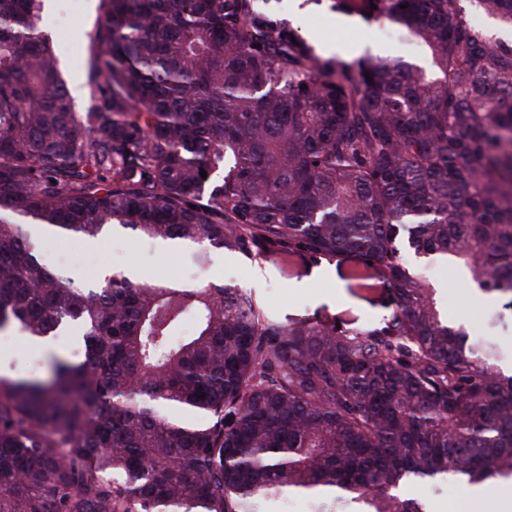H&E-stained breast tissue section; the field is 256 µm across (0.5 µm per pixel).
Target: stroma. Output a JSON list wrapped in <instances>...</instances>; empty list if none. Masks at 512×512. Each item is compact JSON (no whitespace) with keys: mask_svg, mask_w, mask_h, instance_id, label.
<instances>
[{"mask_svg":"<svg viewBox=\"0 0 512 512\" xmlns=\"http://www.w3.org/2000/svg\"><path fill=\"white\" fill-rule=\"evenodd\" d=\"M341 0H254V8L267 23L286 37L312 49L321 61L332 65H355L377 58H398L427 65L426 50L386 17L364 18L344 12ZM100 0H47L43 26L57 42L63 76L68 85H79L74 98L77 109L90 103L86 88L88 59L99 15ZM361 44L359 54H325L324 44ZM199 244L186 241L168 250L151 240L114 234L94 244L79 243L73 250L49 258L50 266L68 270L78 283L97 279L102 269L127 272L141 269L151 279L166 277L188 286L223 282L253 289L264 312L272 319L289 322L328 315L337 322L362 328L381 324L393 310L386 288H353L348 275L352 263L336 260L318 265H285L240 252L212 251L207 266H200ZM434 283L450 323L466 332L491 337L503 370L512 369V299L493 297L473 289L452 268L438 267ZM74 339L57 343L54 352L11 342L0 346V365L15 376L44 379L54 357L79 361ZM466 481L448 475L435 483H412L402 487L403 497L422 501L426 512H454L469 499Z\"/></svg>","mask_w":512,"mask_h":512,"instance_id":"1","label":"stroma"}]
</instances>
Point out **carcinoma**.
Segmentation results:
<instances>
[{
  "instance_id": "obj_1",
  "label": "carcinoma",
  "mask_w": 512,
  "mask_h": 512,
  "mask_svg": "<svg viewBox=\"0 0 512 512\" xmlns=\"http://www.w3.org/2000/svg\"><path fill=\"white\" fill-rule=\"evenodd\" d=\"M43 2L0 0V331L74 332L84 359L0 376V512H265L291 495L424 512L400 485L512 478V374L404 259L512 293V47L457 0H342L432 69L325 72L252 0H102L78 112ZM481 3L512 25V0ZM28 223L348 259L395 309L373 329L282 324L229 285H77Z\"/></svg>"
}]
</instances>
